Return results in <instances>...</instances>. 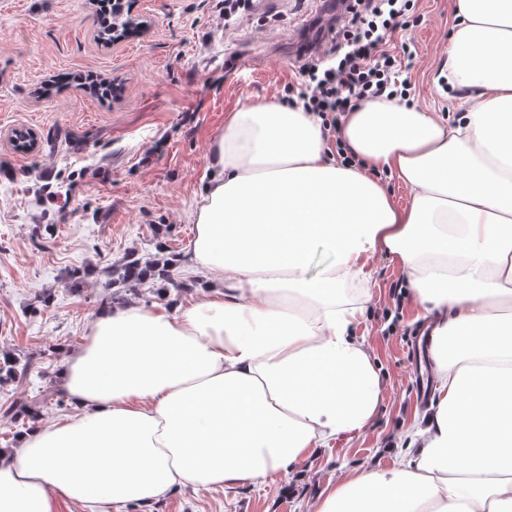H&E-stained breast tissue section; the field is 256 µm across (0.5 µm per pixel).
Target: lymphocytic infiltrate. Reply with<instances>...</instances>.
I'll return each mask as SVG.
<instances>
[{"instance_id": "f902f5d3", "label": "lymphocytic infiltrate", "mask_w": 512, "mask_h": 512, "mask_svg": "<svg viewBox=\"0 0 512 512\" xmlns=\"http://www.w3.org/2000/svg\"><path fill=\"white\" fill-rule=\"evenodd\" d=\"M329 47L305 58L301 79L288 85L283 103L318 115L336 132L348 112L367 102L398 99L413 105L410 85L399 78L415 52L409 41L399 52L387 45L415 24V0H339Z\"/></svg>"}]
</instances>
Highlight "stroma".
Returning a JSON list of instances; mask_svg holds the SVG:
<instances>
[{"label":"stroma","mask_w":512,"mask_h":512,"mask_svg":"<svg viewBox=\"0 0 512 512\" xmlns=\"http://www.w3.org/2000/svg\"><path fill=\"white\" fill-rule=\"evenodd\" d=\"M218 0H123L142 21L135 36L101 42L96 0H0V351L31 358L21 381L0 384V406L41 405L66 419L56 377L102 308L138 299L158 308L195 301L159 282L107 287L104 267L127 256L178 258L225 116L281 98L299 81L303 46L327 30L329 0H255L249 19L225 26ZM455 0H419L407 31L417 55L404 75L419 109L456 119L466 94L437 85L455 24ZM120 82L116 99L79 78ZM35 151H16L15 129ZM374 287L358 333L382 367L381 411L365 435L321 449L294 472L224 493L181 489L151 512H310L316 495L360 465L390 466L435 385L421 367L406 278L384 256L368 260Z\"/></svg>","instance_id":"1"}]
</instances>
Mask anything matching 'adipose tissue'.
Listing matches in <instances>:
<instances>
[{"label":"adipose tissue","instance_id":"adipose-tissue-1","mask_svg":"<svg viewBox=\"0 0 512 512\" xmlns=\"http://www.w3.org/2000/svg\"><path fill=\"white\" fill-rule=\"evenodd\" d=\"M455 13L448 82L473 101L456 123L363 104L344 166L313 113L272 99L226 118L183 251L205 298L89 321L59 375L75 413L0 454V512L226 491L362 434L382 402L357 333L381 251L426 322L437 396L404 458L353 469L311 512H512V0Z\"/></svg>","mask_w":512,"mask_h":512}]
</instances>
